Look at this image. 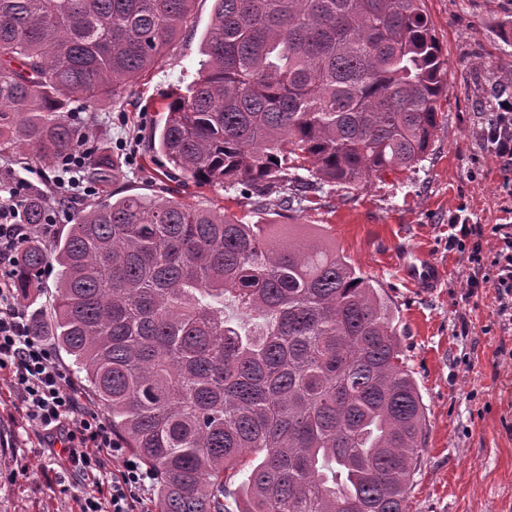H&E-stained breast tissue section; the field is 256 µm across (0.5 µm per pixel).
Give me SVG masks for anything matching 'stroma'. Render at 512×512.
Wrapping results in <instances>:
<instances>
[{
  "instance_id": "1",
  "label": "stroma",
  "mask_w": 512,
  "mask_h": 512,
  "mask_svg": "<svg viewBox=\"0 0 512 512\" xmlns=\"http://www.w3.org/2000/svg\"><path fill=\"white\" fill-rule=\"evenodd\" d=\"M214 0H196L193 19L165 59L127 84L111 103L81 115L107 129L122 155L120 194L163 195L224 209L247 224L287 232L317 225L392 306L407 363L426 405L420 467L408 512H512V328L501 325L494 288L468 290L473 269L448 245L457 214L470 223L512 225V165L483 138L489 109L512 101V0H425L448 61V96L440 102L431 151L412 169L362 180L359 188L308 190L290 206L279 195L245 199L221 187L180 186L148 151L166 106L197 77L201 36ZM426 249L448 266L429 298L401 276L396 258ZM0 512H79L91 480L63 473L60 448L26 418L0 371Z\"/></svg>"
}]
</instances>
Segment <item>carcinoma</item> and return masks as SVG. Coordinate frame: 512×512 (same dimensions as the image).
Wrapping results in <instances>:
<instances>
[{
  "mask_svg": "<svg viewBox=\"0 0 512 512\" xmlns=\"http://www.w3.org/2000/svg\"><path fill=\"white\" fill-rule=\"evenodd\" d=\"M194 2L0 0V154L49 167L90 143L71 104L152 68ZM202 55L149 151L258 198L423 161L448 92L424 0H215ZM105 138L84 169L100 200L30 237L13 281L29 297L54 255L50 321L32 330L50 328L153 473L154 512H228L230 496L238 512H405L425 405L384 296L318 235L279 243L224 212L114 197ZM55 205L28 193L23 222Z\"/></svg>",
  "mask_w": 512,
  "mask_h": 512,
  "instance_id": "cac0c4a2",
  "label": "carcinoma"
}]
</instances>
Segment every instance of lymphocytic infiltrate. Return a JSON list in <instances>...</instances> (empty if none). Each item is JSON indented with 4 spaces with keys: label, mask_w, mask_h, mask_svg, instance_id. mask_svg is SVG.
<instances>
[{
    "label": "lymphocytic infiltrate",
    "mask_w": 512,
    "mask_h": 512,
    "mask_svg": "<svg viewBox=\"0 0 512 512\" xmlns=\"http://www.w3.org/2000/svg\"><path fill=\"white\" fill-rule=\"evenodd\" d=\"M28 188L21 178L13 194L0 196V370L8 371L28 420L46 440L66 436L63 453L67 468L86 477L108 478L106 493L82 498L80 512H134V504L143 500L151 472L137 457L127 454L98 413L78 411L66 372L56 365L44 337L33 333L27 312L16 301L9 269L30 236L19 202ZM451 229V245L469 250L473 263L489 264L493 276L487 283L498 294L497 314L504 325H512V232L493 225L492 232L500 236L501 245L487 260L475 239L477 229L468 218H457ZM109 460L120 462L118 473L107 474L105 463Z\"/></svg>",
    "instance_id": "lymphocytic-infiltrate-1"
}]
</instances>
